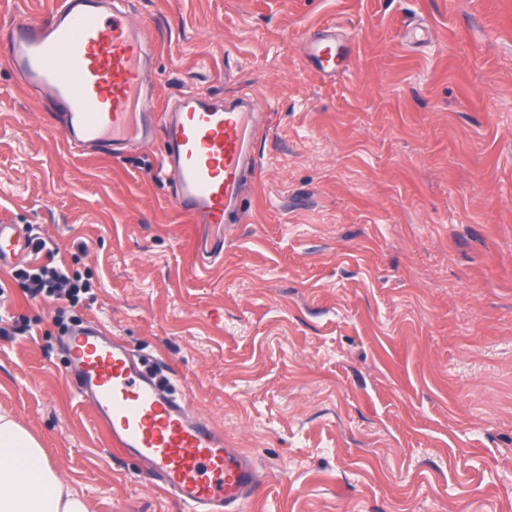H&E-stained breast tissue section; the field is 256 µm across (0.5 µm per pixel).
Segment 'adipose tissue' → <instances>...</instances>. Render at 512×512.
<instances>
[{"instance_id":"adipose-tissue-1","label":"adipose tissue","mask_w":512,"mask_h":512,"mask_svg":"<svg viewBox=\"0 0 512 512\" xmlns=\"http://www.w3.org/2000/svg\"><path fill=\"white\" fill-rule=\"evenodd\" d=\"M0 512H88L47 464L37 439L6 412H0Z\"/></svg>"}]
</instances>
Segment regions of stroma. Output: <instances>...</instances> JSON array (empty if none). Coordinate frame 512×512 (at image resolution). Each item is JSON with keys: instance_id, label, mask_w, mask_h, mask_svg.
Listing matches in <instances>:
<instances>
[{"instance_id": "obj_1", "label": "stroma", "mask_w": 512, "mask_h": 512, "mask_svg": "<svg viewBox=\"0 0 512 512\" xmlns=\"http://www.w3.org/2000/svg\"><path fill=\"white\" fill-rule=\"evenodd\" d=\"M159 104L262 107L243 220L189 224L161 139L69 148L0 66V222L90 279L120 337L254 455V512H512V0H129ZM353 48L324 80L303 42ZM0 266V410L88 512H186L112 457L59 301Z\"/></svg>"}]
</instances>
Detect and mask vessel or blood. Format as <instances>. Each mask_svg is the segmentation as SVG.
<instances>
[{
    "instance_id": "obj_1",
    "label": "vessel or blood",
    "mask_w": 512,
    "mask_h": 512,
    "mask_svg": "<svg viewBox=\"0 0 512 512\" xmlns=\"http://www.w3.org/2000/svg\"><path fill=\"white\" fill-rule=\"evenodd\" d=\"M314 68L346 71L349 47L325 29L305 43ZM147 27L116 0H56L48 22L23 11L0 25V65L51 104L71 148L109 154L127 142L162 136L161 177L172 179L174 206L191 224H234L260 114L247 99L195 93L157 107L145 91L153 60ZM30 237L0 223V265L25 256ZM69 379L93 407L112 450L141 459L150 476L189 512H243L261 476L255 459L233 447L186 398L163 391L153 369L117 337L88 323L65 339Z\"/></svg>"
}]
</instances>
